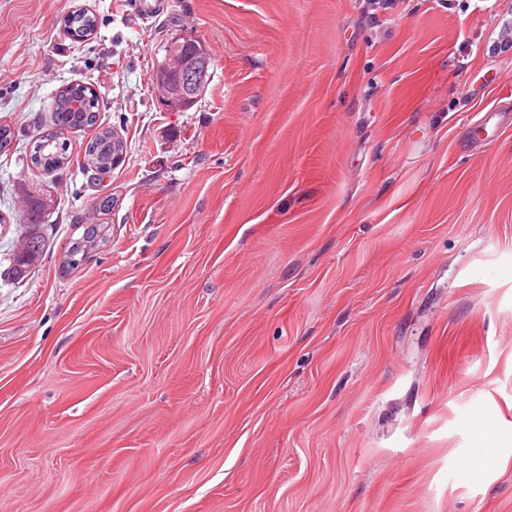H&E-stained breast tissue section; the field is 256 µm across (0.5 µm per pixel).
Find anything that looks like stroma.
I'll return each mask as SVG.
<instances>
[{
	"label": "stroma",
	"mask_w": 512,
	"mask_h": 512,
	"mask_svg": "<svg viewBox=\"0 0 512 512\" xmlns=\"http://www.w3.org/2000/svg\"><path fill=\"white\" fill-rule=\"evenodd\" d=\"M367 9L0 0V512H512V0ZM190 35L210 83L173 111L153 72ZM79 83L123 162L84 171L85 130L28 168ZM63 23L67 36L73 40L86 39L92 36L97 28L95 16L81 9L69 13ZM52 200L46 195L34 196L30 200L26 223L32 224L26 238V246L23 250L29 253L28 261H21L16 253L12 260V273L17 281L23 280L31 270V267L40 258L45 247V236L42 231V220L46 212L51 208ZM21 267V268H19ZM81 237L71 242L67 251V267H78L93 250L99 249L108 239V224L83 225Z\"/></svg>",
	"instance_id": "stroma-1"
}]
</instances>
